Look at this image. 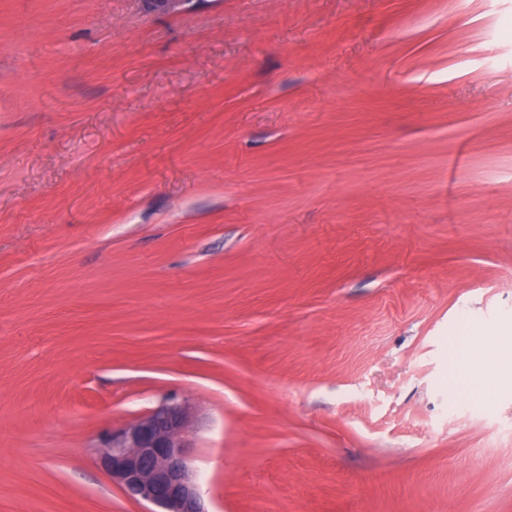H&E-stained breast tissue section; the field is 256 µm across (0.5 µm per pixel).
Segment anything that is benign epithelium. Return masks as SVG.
Here are the masks:
<instances>
[{
	"instance_id": "benign-epithelium-1",
	"label": "benign epithelium",
	"mask_w": 512,
	"mask_h": 512,
	"mask_svg": "<svg viewBox=\"0 0 512 512\" xmlns=\"http://www.w3.org/2000/svg\"><path fill=\"white\" fill-rule=\"evenodd\" d=\"M191 419L188 405L163 403L108 433L99 464L128 497L158 512H205L187 457Z\"/></svg>"
}]
</instances>
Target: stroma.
Instances as JSON below:
<instances>
[{"instance_id":"stroma-1","label":"stroma","mask_w":512,"mask_h":512,"mask_svg":"<svg viewBox=\"0 0 512 512\" xmlns=\"http://www.w3.org/2000/svg\"><path fill=\"white\" fill-rule=\"evenodd\" d=\"M512 0H0V512H512ZM192 419L184 403L166 402L112 429L98 460L128 497L156 506L151 512H206L187 457Z\"/></svg>"}]
</instances>
